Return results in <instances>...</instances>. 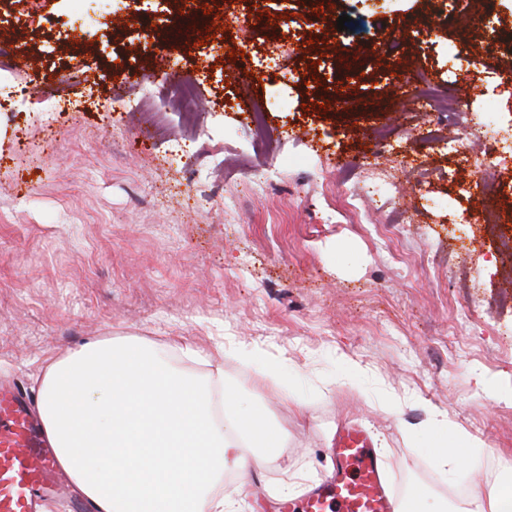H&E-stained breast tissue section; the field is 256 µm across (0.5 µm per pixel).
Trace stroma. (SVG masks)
<instances>
[{"label": "stroma", "mask_w": 512, "mask_h": 512, "mask_svg": "<svg viewBox=\"0 0 512 512\" xmlns=\"http://www.w3.org/2000/svg\"><path fill=\"white\" fill-rule=\"evenodd\" d=\"M456 2L287 0L271 54L266 25L233 23L225 5L171 43L157 0H0V40L23 49L0 74V380L38 401L53 360L104 339L151 346L202 382L223 371L288 432L242 512H280L292 473L327 479L347 422L370 433L398 494L433 507L441 485L511 476L512 258L499 246L512 238V145L487 140L493 227L468 165L438 140L512 134V58L498 51L512 7L491 0L465 25ZM241 53L256 80L226 83ZM186 74L193 127L163 107ZM426 83L455 88L454 129L414 111ZM246 100L274 132L259 147ZM370 224L397 231L381 244ZM432 407L485 442L449 475L416 432Z\"/></svg>", "instance_id": "35a3bbf8"}]
</instances>
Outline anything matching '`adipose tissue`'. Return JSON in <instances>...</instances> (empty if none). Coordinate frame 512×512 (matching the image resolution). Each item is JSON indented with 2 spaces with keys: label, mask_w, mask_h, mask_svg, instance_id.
Instances as JSON below:
<instances>
[{
  "label": "adipose tissue",
  "mask_w": 512,
  "mask_h": 512,
  "mask_svg": "<svg viewBox=\"0 0 512 512\" xmlns=\"http://www.w3.org/2000/svg\"><path fill=\"white\" fill-rule=\"evenodd\" d=\"M221 417L192 379L141 344L96 341L53 362L38 414L59 465L93 512H241L247 477L288 433L259 397L216 377ZM448 417L430 411L421 430L438 469L448 451ZM233 485H223L226 474ZM450 512H512V484L475 488Z\"/></svg>",
  "instance_id": "obj_1"
}]
</instances>
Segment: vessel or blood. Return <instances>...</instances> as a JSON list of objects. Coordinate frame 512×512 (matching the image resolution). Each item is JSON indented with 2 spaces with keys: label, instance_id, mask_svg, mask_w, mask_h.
<instances>
[{
  "label": "vessel or blood",
  "instance_id": "1",
  "mask_svg": "<svg viewBox=\"0 0 512 512\" xmlns=\"http://www.w3.org/2000/svg\"><path fill=\"white\" fill-rule=\"evenodd\" d=\"M332 478L283 512H394L397 495L365 429H341L331 451ZM56 479L55 454L14 386L0 384V512H35Z\"/></svg>",
  "mask_w": 512,
  "mask_h": 512
}]
</instances>
